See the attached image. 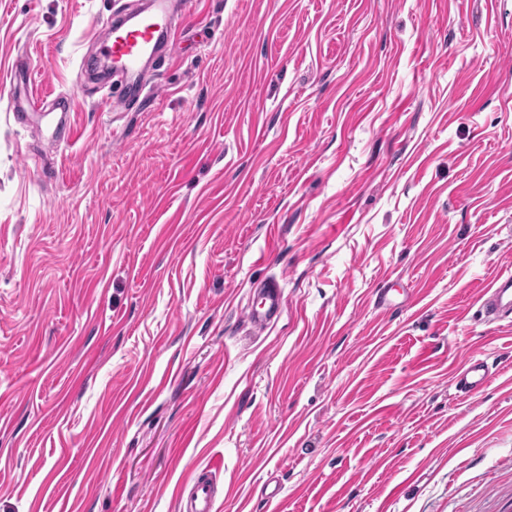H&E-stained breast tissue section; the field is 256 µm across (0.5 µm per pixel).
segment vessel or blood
Masks as SVG:
<instances>
[{
  "mask_svg": "<svg viewBox=\"0 0 512 512\" xmlns=\"http://www.w3.org/2000/svg\"><path fill=\"white\" fill-rule=\"evenodd\" d=\"M170 24L166 9H158L133 27L115 24L103 29L99 37L110 60L125 69L138 67L142 56L150 49L158 31ZM264 304L262 308L251 309L250 321L263 326L277 319L281 313V286L270 279L260 285ZM482 311L488 321L512 323V274L496 277L483 291ZM491 372L485 358L473 354L464 358L458 366L453 381L459 393L470 396L484 389L490 382ZM216 492L211 482L199 480L192 487L191 499L184 504V512H214Z\"/></svg>",
  "mask_w": 512,
  "mask_h": 512,
  "instance_id": "vessel-or-blood-1",
  "label": "vessel or blood"
}]
</instances>
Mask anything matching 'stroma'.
<instances>
[{
  "instance_id": "35a3bbf8",
  "label": "stroma",
  "mask_w": 512,
  "mask_h": 512,
  "mask_svg": "<svg viewBox=\"0 0 512 512\" xmlns=\"http://www.w3.org/2000/svg\"><path fill=\"white\" fill-rule=\"evenodd\" d=\"M146 5L0 0V512H512V0H192L125 91ZM169 15L164 7L133 27L110 24L99 33L107 57L125 69L138 67L142 56L150 49L159 30L169 27ZM482 311L488 321L512 323V274H502L480 296ZM258 288L263 293L264 304L261 309L252 308L248 318L252 323L264 326L277 319L281 313V286L276 279H270L258 285ZM491 372L485 358L473 354L464 358L458 366L453 381L463 396H471L484 389L490 382ZM216 492L211 482L198 480L194 483L190 502L182 505L184 512H213Z\"/></svg>"
}]
</instances>
